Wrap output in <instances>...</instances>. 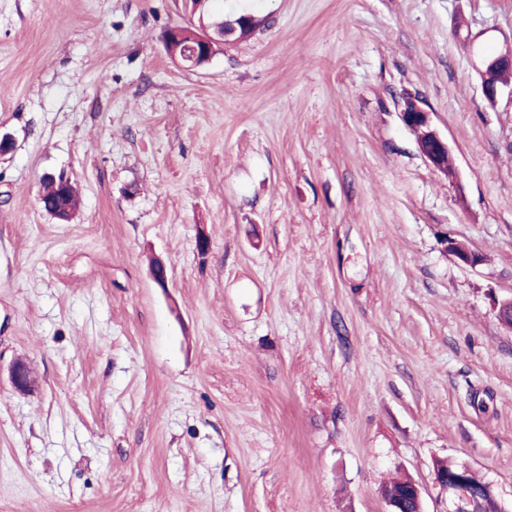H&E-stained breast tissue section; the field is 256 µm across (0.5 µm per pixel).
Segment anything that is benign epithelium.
<instances>
[{"mask_svg": "<svg viewBox=\"0 0 512 512\" xmlns=\"http://www.w3.org/2000/svg\"><path fill=\"white\" fill-rule=\"evenodd\" d=\"M208 0H195L192 4V14L197 20L191 23L193 31L191 43L180 47L174 44L178 38V29L172 28L166 34L167 51L171 59L185 68H199L207 64L214 53V45L226 44L231 41L238 31L237 27L226 30L222 26H215L205 12ZM512 69V50H507L497 56L488 57L484 61V70L481 71L485 97L493 102L506 87L501 74L504 70ZM404 124L419 132L418 147L420 152L428 159L434 169L450 182L457 179L456 169L448 165V155L451 154L447 140L432 127L429 113L419 105L413 103L405 106L401 112ZM452 255L462 264L476 267L481 264V258L475 251L462 243L453 244ZM14 386L20 391L31 389L29 368L17 361L11 369ZM468 466H463L461 473H448L435 471V482L441 490L448 493V512H475L476 495L465 489V473Z\"/></svg>", "mask_w": 512, "mask_h": 512, "instance_id": "1", "label": "benign epithelium"}]
</instances>
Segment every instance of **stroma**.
Instances as JSON below:
<instances>
[{
  "mask_svg": "<svg viewBox=\"0 0 512 512\" xmlns=\"http://www.w3.org/2000/svg\"><path fill=\"white\" fill-rule=\"evenodd\" d=\"M224 11L264 23L191 70L188 0H0V512H387L398 474L448 512V459L512 501V94L479 77L512 0ZM401 119L407 127L419 132L417 142L420 152L428 159L434 169L449 182L457 179L454 166H448V155L451 154L447 140L432 127L429 113L419 105L413 103L405 106L401 112Z\"/></svg>",
  "mask_w": 512,
  "mask_h": 512,
  "instance_id": "stroma-1",
  "label": "stroma"
}]
</instances>
